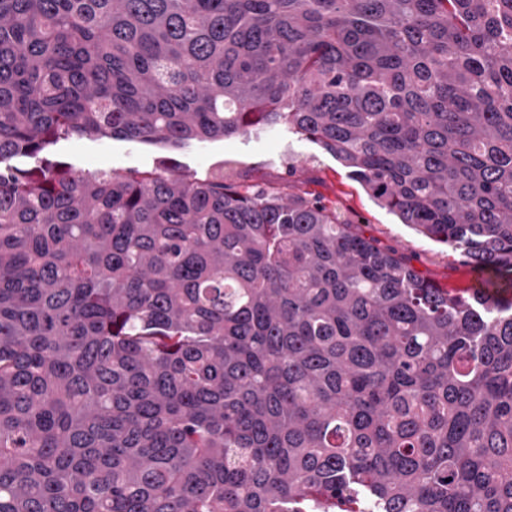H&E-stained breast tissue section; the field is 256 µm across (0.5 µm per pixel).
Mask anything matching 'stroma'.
I'll list each match as a JSON object with an SVG mask.
<instances>
[{
    "mask_svg": "<svg viewBox=\"0 0 512 512\" xmlns=\"http://www.w3.org/2000/svg\"><path fill=\"white\" fill-rule=\"evenodd\" d=\"M56 153L86 171L149 172L164 162L176 170L202 175L220 167L225 179L260 187L290 176L301 190L357 219L365 234L398 246L412 257L418 270L440 285L462 291L487 279L481 269L464 264L458 253L417 234L378 207L331 155L304 137L281 129L194 143L180 150H162L134 140L73 138L59 143Z\"/></svg>",
    "mask_w": 512,
    "mask_h": 512,
    "instance_id": "stroma-1",
    "label": "stroma"
}]
</instances>
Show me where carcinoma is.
<instances>
[{
    "label": "carcinoma",
    "instance_id": "carcinoma-1",
    "mask_svg": "<svg viewBox=\"0 0 512 512\" xmlns=\"http://www.w3.org/2000/svg\"><path fill=\"white\" fill-rule=\"evenodd\" d=\"M275 127L497 287L54 151ZM0 512H512V0H0Z\"/></svg>",
    "mask_w": 512,
    "mask_h": 512
}]
</instances>
